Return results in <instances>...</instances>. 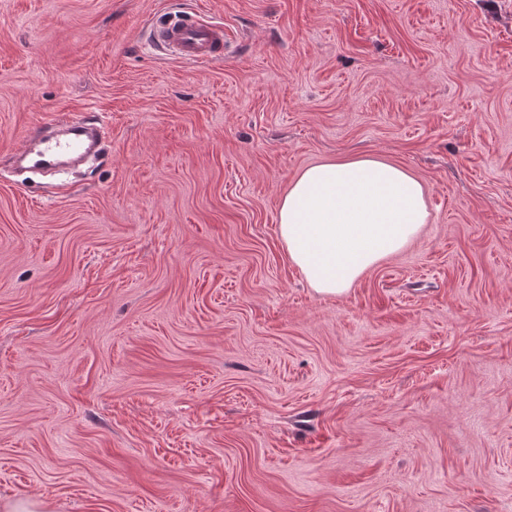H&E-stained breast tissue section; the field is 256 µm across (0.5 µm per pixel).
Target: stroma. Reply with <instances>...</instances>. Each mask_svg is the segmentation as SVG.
Masks as SVG:
<instances>
[{
  "label": "stroma",
  "mask_w": 512,
  "mask_h": 512,
  "mask_svg": "<svg viewBox=\"0 0 512 512\" xmlns=\"http://www.w3.org/2000/svg\"><path fill=\"white\" fill-rule=\"evenodd\" d=\"M222 22L223 61L148 25ZM79 174L16 171L57 114ZM430 212L341 295L305 167ZM48 512H512V0H0V500ZM52 125H58L61 134L29 140L20 154L35 166L51 167L64 163L69 157L83 151L99 152L101 140L89 132L90 125L71 114H63Z\"/></svg>",
  "instance_id": "stroma-1"
}]
</instances>
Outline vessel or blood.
<instances>
[{
	"label": "vessel or blood",
	"mask_w": 512,
	"mask_h": 512,
	"mask_svg": "<svg viewBox=\"0 0 512 512\" xmlns=\"http://www.w3.org/2000/svg\"><path fill=\"white\" fill-rule=\"evenodd\" d=\"M151 35L154 42L171 55L197 64L223 60L226 40L224 26L185 15H162L153 20ZM59 135L29 141L21 153L40 167L64 163L69 157L84 151H95L100 140L91 134L86 122L70 114L57 118Z\"/></svg>",
	"instance_id": "1"
}]
</instances>
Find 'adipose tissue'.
<instances>
[{
    "mask_svg": "<svg viewBox=\"0 0 512 512\" xmlns=\"http://www.w3.org/2000/svg\"><path fill=\"white\" fill-rule=\"evenodd\" d=\"M428 218L417 179L396 164L359 158L302 170L280 202L278 230L315 292L334 296L402 249Z\"/></svg>",
    "mask_w": 512,
    "mask_h": 512,
    "instance_id": "ef3b65f1",
    "label": "adipose tissue"
}]
</instances>
